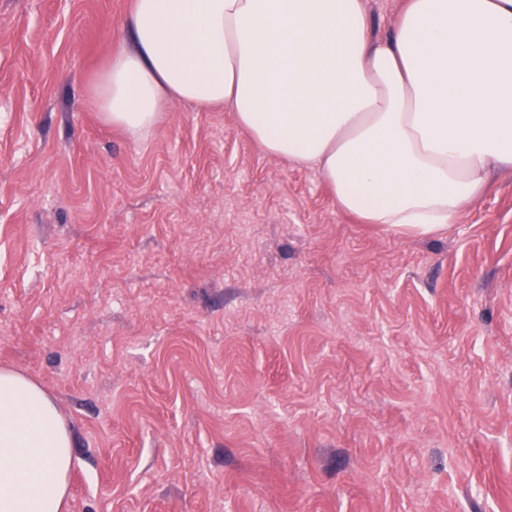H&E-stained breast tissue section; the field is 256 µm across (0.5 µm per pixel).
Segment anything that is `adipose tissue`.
<instances>
[{"label":"adipose tissue","mask_w":512,"mask_h":512,"mask_svg":"<svg viewBox=\"0 0 512 512\" xmlns=\"http://www.w3.org/2000/svg\"><path fill=\"white\" fill-rule=\"evenodd\" d=\"M130 31L91 93L105 121L229 110L367 223L447 230L512 170V0H406L381 39L363 0H134ZM72 448L52 395L1 369L0 512H67Z\"/></svg>","instance_id":"1"}]
</instances>
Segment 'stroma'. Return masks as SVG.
I'll list each match as a JSON object with an SVG mask.
<instances>
[{
    "mask_svg": "<svg viewBox=\"0 0 512 512\" xmlns=\"http://www.w3.org/2000/svg\"><path fill=\"white\" fill-rule=\"evenodd\" d=\"M132 0H0V367L75 438L69 512H512V171L419 237L229 111L91 88Z\"/></svg>",
    "mask_w": 512,
    "mask_h": 512,
    "instance_id": "stroma-1",
    "label": "stroma"
}]
</instances>
